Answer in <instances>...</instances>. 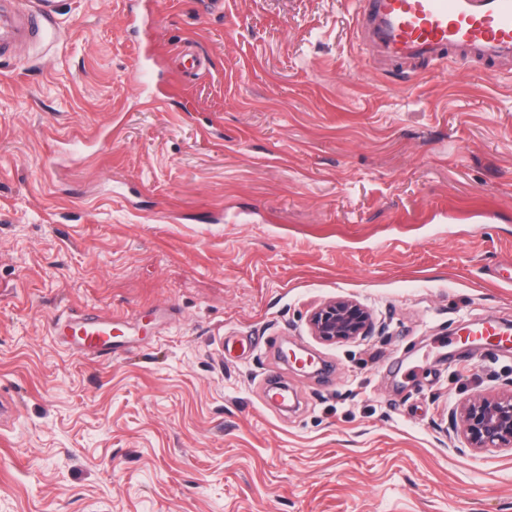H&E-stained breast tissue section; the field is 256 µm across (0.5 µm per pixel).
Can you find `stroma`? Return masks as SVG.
<instances>
[{
  "label": "stroma",
  "mask_w": 512,
  "mask_h": 512,
  "mask_svg": "<svg viewBox=\"0 0 512 512\" xmlns=\"http://www.w3.org/2000/svg\"><path fill=\"white\" fill-rule=\"evenodd\" d=\"M128 2L0 58V512H512L451 421L512 383L461 340L512 325V62L374 70L354 0ZM337 297L376 334L312 336ZM81 312L111 358L53 336Z\"/></svg>",
  "instance_id": "35a3bbf8"
}]
</instances>
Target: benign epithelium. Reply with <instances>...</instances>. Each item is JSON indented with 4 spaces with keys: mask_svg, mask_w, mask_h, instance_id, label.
<instances>
[{
    "mask_svg": "<svg viewBox=\"0 0 512 512\" xmlns=\"http://www.w3.org/2000/svg\"><path fill=\"white\" fill-rule=\"evenodd\" d=\"M313 336L324 343L364 339L373 335L371 312L360 302L339 297L315 308L309 316ZM460 435L473 451L512 450V390L479 396L464 403L459 412Z\"/></svg>",
    "mask_w": 512,
    "mask_h": 512,
    "instance_id": "obj_1",
    "label": "benign epithelium"
}]
</instances>
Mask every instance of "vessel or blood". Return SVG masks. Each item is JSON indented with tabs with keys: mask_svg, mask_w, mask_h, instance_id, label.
<instances>
[{
	"mask_svg": "<svg viewBox=\"0 0 512 512\" xmlns=\"http://www.w3.org/2000/svg\"><path fill=\"white\" fill-rule=\"evenodd\" d=\"M55 7L56 0H0V56L44 40ZM357 10L369 20L365 43L373 58L435 67L512 59V0H357ZM53 328L73 336L84 353L112 351L111 328L91 315L58 317Z\"/></svg>",
	"mask_w": 512,
	"mask_h": 512,
	"instance_id": "1",
	"label": "vessel or blood"
}]
</instances>
